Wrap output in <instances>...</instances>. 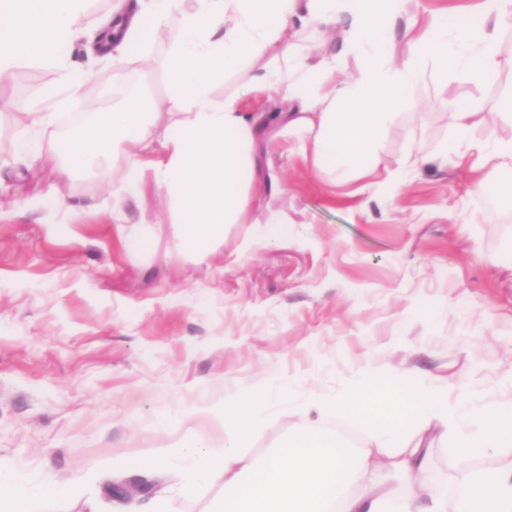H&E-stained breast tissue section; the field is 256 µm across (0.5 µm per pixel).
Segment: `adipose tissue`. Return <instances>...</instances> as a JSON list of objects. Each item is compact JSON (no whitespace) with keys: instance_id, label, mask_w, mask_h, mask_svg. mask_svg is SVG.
Here are the masks:
<instances>
[{"instance_id":"obj_1","label":"adipose tissue","mask_w":512,"mask_h":512,"mask_svg":"<svg viewBox=\"0 0 512 512\" xmlns=\"http://www.w3.org/2000/svg\"><path fill=\"white\" fill-rule=\"evenodd\" d=\"M87 0H0V75L23 60L54 66L80 93L86 71L74 68L70 52L82 31ZM182 0H137L128 6L116 0L101 25L100 59L126 64L133 53L148 55L164 33ZM167 57L170 92L164 102L172 117L162 156L151 165L183 226L184 242L195 252L208 251L233 224L248 221L249 194L255 186L250 149L263 115L241 111L235 98L215 102L214 84L246 59L277 42L260 83L281 92L291 125L308 132L302 149L313 164L334 162L340 182L374 173L381 162V133L408 102L426 73L447 78L464 72L471 81L494 82L507 61L497 32L512 24V0H487L477 27H449L429 20L396 56L393 24L408 12L412 0H194ZM348 19L345 30L348 60L356 72L346 75L348 60L324 57L309 62L293 43L284 41L289 27L312 31ZM150 28H143V21ZM155 100L129 94L104 118L85 125L73 136L57 138L52 157L74 170L87 167L109 148L139 146ZM484 173L475 189L499 185L512 197V180L498 181V172L512 168V127L480 148ZM279 408L299 411L307 424L288 446L264 461L246 463L243 443L266 415ZM337 412L370 420L380 455L332 437L318 421ZM224 432L218 444L190 439L178 448H152L135 463L156 471L167 463L181 468L183 493L206 482H222L224 498L217 512H512V468L472 473L464 491L449 504L447 487L426 488L427 500L400 497L384 490L375 473L381 457L395 470L420 482L428 466L423 445L408 448L399 438L407 428L426 433L431 418L452 423L451 454L473 455L512 447V402L489 407L464 387L415 384L402 377H368L336 394L303 396L295 385L239 393L225 398L223 409H208ZM89 477L78 473L62 481L44 474L32 481L11 464L0 462V512H37L45 498H80Z\"/></svg>"}]
</instances>
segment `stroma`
<instances>
[{"instance_id": "obj_1", "label": "stroma", "mask_w": 512, "mask_h": 512, "mask_svg": "<svg viewBox=\"0 0 512 512\" xmlns=\"http://www.w3.org/2000/svg\"><path fill=\"white\" fill-rule=\"evenodd\" d=\"M483 0H420L419 16L477 25ZM111 0H89L72 58L90 70L97 96L76 98L70 114L108 112L127 91L93 53ZM170 22L148 58L125 66L134 85L161 99L169 91ZM250 59L215 84L213 97H237L245 112L279 108L258 77L267 56ZM56 69L32 62L0 78V460L31 479L97 476L85 499L51 500L43 512H120L115 483L147 481L174 512H207L220 483L183 498L174 472L113 471L116 460L172 445L191 432L221 438L197 410L229 393L261 389L268 377L298 379L335 393L365 374L428 376L465 384L485 402L512 398V201L487 208L456 157L408 170L391 191L389 171L415 152L452 140L450 107L475 114L469 138L494 140L506 117L489 101L512 89V70L477 85L463 74L426 77L382 133L377 176L336 185L331 167L315 169L299 150L303 131L280 118L252 147L264 185L252 193L249 221L229 227L200 255L185 249L169 198L144 172L120 208L110 193L131 158L124 148L92 167L39 163L17 173L9 146L32 136L20 113L51 111L65 95ZM59 192L61 205L32 208ZM289 220L287 239L266 243L271 214ZM146 240L132 250L128 239ZM305 426L284 412L247 443L262 460ZM428 480L462 490L460 476L512 464V447L455 457L431 444Z\"/></svg>"}]
</instances>
